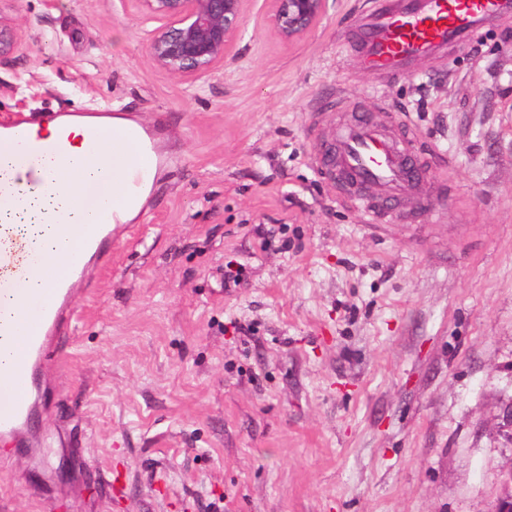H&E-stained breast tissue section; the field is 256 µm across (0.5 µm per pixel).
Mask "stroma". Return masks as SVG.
<instances>
[{
	"instance_id": "stroma-1",
	"label": "stroma",
	"mask_w": 512,
	"mask_h": 512,
	"mask_svg": "<svg viewBox=\"0 0 512 512\" xmlns=\"http://www.w3.org/2000/svg\"><path fill=\"white\" fill-rule=\"evenodd\" d=\"M327 0L287 44L248 0L230 55L157 69L136 0H0V122L112 112L162 158L78 305L42 419L0 440V512H494L512 494V13L401 74ZM391 113L437 188L366 229L311 163L338 112ZM283 226L261 249L258 225ZM246 274L224 285L227 261ZM250 334L237 332V325Z\"/></svg>"
}]
</instances>
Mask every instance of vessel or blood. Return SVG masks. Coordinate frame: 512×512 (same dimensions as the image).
<instances>
[{
  "mask_svg": "<svg viewBox=\"0 0 512 512\" xmlns=\"http://www.w3.org/2000/svg\"><path fill=\"white\" fill-rule=\"evenodd\" d=\"M512 9V0H375L363 18L356 42L368 68L404 72L418 61L445 53L475 30ZM0 141L29 149L25 177L0 185V200L20 203L48 176L47 156L66 155V140L52 148L32 142L29 122L19 117L0 124ZM317 169L353 189L380 225L388 203H422L429 191L428 176L413 157L407 131L391 136L363 117L338 122L312 157ZM91 223H67L55 218L61 242L75 249L65 274L37 267L29 246L10 229H0V294L16 301L14 316L0 320V336L19 342V349L0 353V439H10L18 454L37 456L43 439L40 421L50 400L44 373L51 359H64L68 329L84 286L93 270L112 256V208L100 188L89 191ZM41 273L40 291L25 289L32 273Z\"/></svg>",
  "mask_w": 512,
  "mask_h": 512,
  "instance_id": "obj_1",
  "label": "vessel or blood"
}]
</instances>
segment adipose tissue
<instances>
[{
    "instance_id": "1",
    "label": "adipose tissue",
    "mask_w": 512,
    "mask_h": 512,
    "mask_svg": "<svg viewBox=\"0 0 512 512\" xmlns=\"http://www.w3.org/2000/svg\"><path fill=\"white\" fill-rule=\"evenodd\" d=\"M68 133L69 155L54 165L45 183L20 205L0 202V223L25 225L24 239L61 271L68 266L71 249L60 243L51 215L63 211L70 223H88L85 190L97 186L111 199L119 223H131L142 212L158 175L157 155L154 149L140 148L143 129L134 121L113 118L111 130L93 139L77 124L69 125ZM137 174L142 187L135 191L131 180Z\"/></svg>"
}]
</instances>
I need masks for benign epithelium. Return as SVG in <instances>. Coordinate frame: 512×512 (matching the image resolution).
Instances as JSON below:
<instances>
[{
    "mask_svg": "<svg viewBox=\"0 0 512 512\" xmlns=\"http://www.w3.org/2000/svg\"><path fill=\"white\" fill-rule=\"evenodd\" d=\"M140 10L169 20L153 35L154 66L179 79L210 72L231 52L241 31L247 0H136ZM267 24L284 43L305 37L324 17L327 0H270ZM13 28L0 22V59L12 54Z\"/></svg>",
    "mask_w": 512,
    "mask_h": 512,
    "instance_id": "1",
    "label": "benign epithelium"
}]
</instances>
